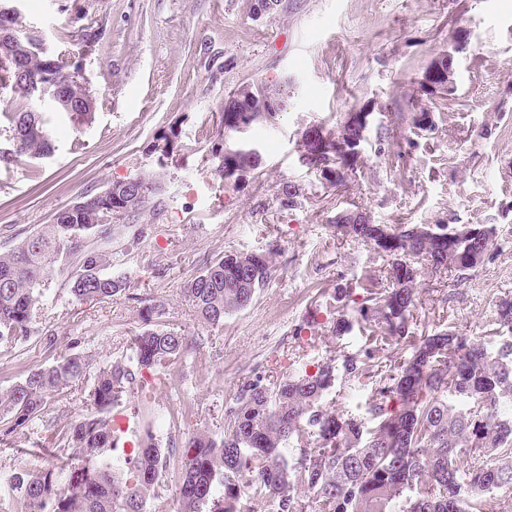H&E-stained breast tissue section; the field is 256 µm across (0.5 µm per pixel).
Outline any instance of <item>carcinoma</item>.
I'll use <instances>...</instances> for the list:
<instances>
[{"label": "carcinoma", "mask_w": 512, "mask_h": 512, "mask_svg": "<svg viewBox=\"0 0 512 512\" xmlns=\"http://www.w3.org/2000/svg\"><path fill=\"white\" fill-rule=\"evenodd\" d=\"M0 0V32L23 26ZM102 31L81 28L70 47L44 54L20 41L0 37V138L11 161L41 158L54 146L35 106H12L18 99L65 96L74 126L92 119L99 98L78 90L70 74L74 58L100 40ZM302 162L326 173L336 161ZM152 187L127 211V197L115 181L103 191L84 193L58 210L50 224L6 251H0V343L29 339L55 266L78 258L69 280L79 301H101L126 291V278L112 274V223L157 209L161 185ZM344 235L372 245L386 257V285L369 292L359 315L367 325L363 356L345 357L354 383L370 391L366 416H352L324 403L335 386V358L294 377L244 379L232 398L220 435L198 429L171 459L177 481L178 512H492L486 491L512 488V298L496 304L500 331L507 338L498 353H485L483 338H467L450 328L414 336L418 260L430 258L434 272H467L484 263L497 237L494 224L444 226L348 224ZM267 254L229 253L191 277L183 288L198 316L217 326L246 307L272 276ZM338 288L322 307L337 314L332 332L349 330L336 307ZM146 328L130 340L125 354L98 366L69 350L0 391V437L14 438L41 419L49 395L64 394L92 381L86 409L51 434L44 463L13 469L0 482L23 512H151L158 499V471L167 449L155 423H138L135 439L116 428L114 410L138 396L150 402L160 388L157 372L184 357L189 338L151 327L158 307L146 299ZM410 354L398 358L400 346ZM395 407H390V403Z\"/></svg>", "instance_id": "1"}]
</instances>
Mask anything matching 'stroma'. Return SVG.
Listing matches in <instances>:
<instances>
[{"instance_id":"1","label":"stroma","mask_w":512,"mask_h":512,"mask_svg":"<svg viewBox=\"0 0 512 512\" xmlns=\"http://www.w3.org/2000/svg\"><path fill=\"white\" fill-rule=\"evenodd\" d=\"M26 22L46 46L66 31L102 25L83 69L99 103L74 127L45 112L54 152L0 163V250L51 223L86 191L138 173L156 176L161 204L140 221L112 227L113 270L125 294L80 302L68 291L76 259L56 267L27 341L0 346V390L51 364L70 347L103 362L122 354L144 327L140 298L161 305L158 329L193 339L172 370L174 389L156 400L161 439L207 427L220 432L238 384L252 371L286 377L318 361L361 353L359 306L383 261L334 225L344 210L373 223L493 224L489 259L455 281L418 282L414 334L453 327L494 339L495 306L512 295V0H23ZM455 56L452 98L419 91L431 61ZM276 84L285 106L274 119L224 131L220 114L239 85ZM372 110L362 156L347 182L331 186L301 159L305 127L332 128L354 109ZM423 108L433 126L413 133ZM175 134L177 153L158 166L157 137ZM256 148L259 167L231 185L215 172L216 143ZM298 187L293 209L283 186ZM149 226L136 238L138 223ZM272 252L274 272L252 302L204 323L182 288L206 262L230 252ZM345 288L348 332L333 335L323 296Z\"/></svg>"}]
</instances>
